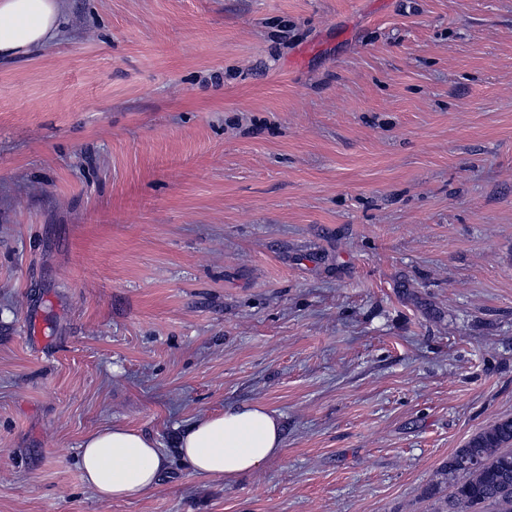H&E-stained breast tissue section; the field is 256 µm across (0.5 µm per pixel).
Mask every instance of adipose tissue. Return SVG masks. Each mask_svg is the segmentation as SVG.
I'll return each instance as SVG.
<instances>
[{
    "label": "adipose tissue",
    "instance_id": "1",
    "mask_svg": "<svg viewBox=\"0 0 512 512\" xmlns=\"http://www.w3.org/2000/svg\"><path fill=\"white\" fill-rule=\"evenodd\" d=\"M64 10L65 0H0V62L53 42L61 33ZM177 448L193 474L232 482L283 452L282 426L266 406L240 404L199 416L181 432ZM167 464L149 435L125 425L89 434L77 456L83 482L105 501L151 491Z\"/></svg>",
    "mask_w": 512,
    "mask_h": 512
}]
</instances>
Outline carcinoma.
<instances>
[{
	"label": "carcinoma",
	"instance_id": "cac0c4a2",
	"mask_svg": "<svg viewBox=\"0 0 512 512\" xmlns=\"http://www.w3.org/2000/svg\"><path fill=\"white\" fill-rule=\"evenodd\" d=\"M475 457L468 470L459 459ZM447 497L435 501L433 512H512V418H501L473 436L442 467Z\"/></svg>",
	"mask_w": 512,
	"mask_h": 512
}]
</instances>
